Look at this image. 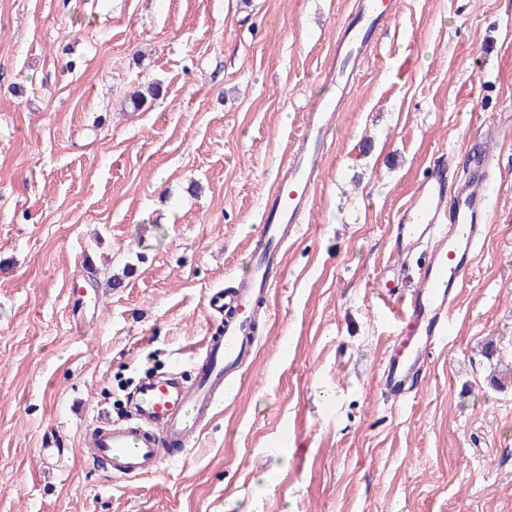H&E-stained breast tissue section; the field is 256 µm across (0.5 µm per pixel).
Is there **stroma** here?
<instances>
[{
    "label": "stroma",
    "mask_w": 512,
    "mask_h": 512,
    "mask_svg": "<svg viewBox=\"0 0 512 512\" xmlns=\"http://www.w3.org/2000/svg\"><path fill=\"white\" fill-rule=\"evenodd\" d=\"M356 0H0V512H512V126L492 231L409 397L380 365L415 269L392 226L442 152L512 113V0H396L256 335L183 461L111 479L85 451L141 377H195L262 204L335 87ZM159 82L139 111L135 85ZM494 342L497 357L484 348ZM61 441L42 465L43 437Z\"/></svg>",
    "instance_id": "stroma-1"
}]
</instances>
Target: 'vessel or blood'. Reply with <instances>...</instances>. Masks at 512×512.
<instances>
[{"label": "vessel or blood", "mask_w": 512, "mask_h": 512, "mask_svg": "<svg viewBox=\"0 0 512 512\" xmlns=\"http://www.w3.org/2000/svg\"><path fill=\"white\" fill-rule=\"evenodd\" d=\"M394 10L393 0H358L356 15L342 35L349 46V63L364 58L377 25ZM335 112V103L325 101L284 159L283 175L263 206L249 276L210 296V309L222 313L223 321L203 343L205 358L194 381L140 385L134 415L96 425L88 447L107 463L113 477L155 473L168 449H185L236 390L242 368L253 354L252 312L267 307L283 278L280 247L303 220L314 188L311 160L327 151ZM496 144V128L489 129L477 152L478 173L465 180L452 176V158L439 157L397 219L401 253L421 259L420 283L401 307L403 335L394 342L379 374L380 391L388 398L408 394L429 356L451 333L457 292L470 279L478 247L491 232L487 185Z\"/></svg>", "instance_id": "obj_1"}]
</instances>
